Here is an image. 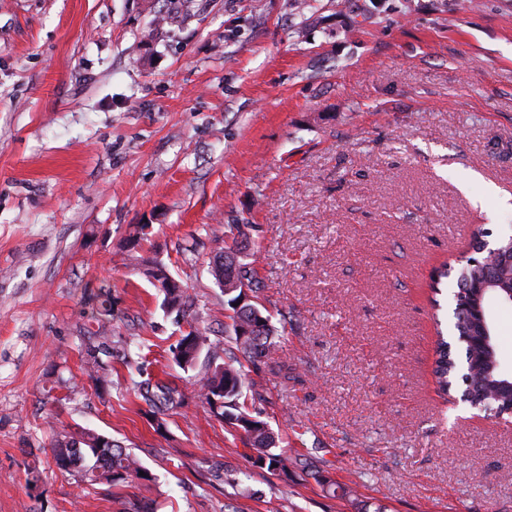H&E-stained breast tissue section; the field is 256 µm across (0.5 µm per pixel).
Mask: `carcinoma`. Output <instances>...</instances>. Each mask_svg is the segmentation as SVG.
<instances>
[{"label":"carcinoma","mask_w":512,"mask_h":512,"mask_svg":"<svg viewBox=\"0 0 512 512\" xmlns=\"http://www.w3.org/2000/svg\"><path fill=\"white\" fill-rule=\"evenodd\" d=\"M224 233L233 235L232 244L218 248L209 274L224 294V310L229 312L230 323L217 331L198 327L195 297L186 288L163 289L162 308L175 314L176 324L187 322L191 332L183 334L176 345L170 347L173 362L184 371L195 372L196 385L201 397L209 405L214 400H224V421L244 431L246 445L258 453V463L284 470L290 458L278 448V441L267 428L266 422L254 417L241 402L246 376L243 363L253 364L264 358L270 360L275 351L277 328L272 315L262 302L260 278L256 260L238 248L248 236L243 224H228ZM130 260L146 266V274L160 280L166 277L167 268L158 260H145L130 253ZM457 270V291L453 294V331L456 339L468 336L474 329L472 315L465 308L484 282V268L469 262L454 266L444 263L435 270V280L448 277ZM245 280L251 285L252 299L236 306L241 290L235 282ZM248 326L251 332L239 334L238 326ZM113 356V341L109 336L94 333L84 344V369L96 387L112 386L108 359ZM431 376L437 392L448 395L451 388L462 390L472 387L477 393V408L495 416L512 414V391L501 388L504 376L500 367L497 344L489 346L462 343L456 354L452 344L440 339ZM137 398L148 407L162 414L178 407L182 402L179 386L171 381L155 380L152 376L134 382ZM53 461L68 463L64 472L88 485L116 486L136 482L146 499L152 478L142 476L143 470L137 456L123 442L93 431L72 433L66 429L56 432L51 448Z\"/></svg>","instance_id":"cac0c4a2"}]
</instances>
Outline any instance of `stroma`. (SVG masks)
Segmentation results:
<instances>
[{"instance_id":"1","label":"stroma","mask_w":512,"mask_h":512,"mask_svg":"<svg viewBox=\"0 0 512 512\" xmlns=\"http://www.w3.org/2000/svg\"><path fill=\"white\" fill-rule=\"evenodd\" d=\"M0 0V512H133L53 463V432L133 447L156 512H512V424L438 394L432 269L512 232V0ZM249 225L282 327L246 366L288 471L256 461L169 351L127 260L225 322L214 237ZM197 250L183 259L179 250ZM183 391L156 430L88 299ZM348 485V499L323 479ZM114 342L110 336H100L98 332L88 336L84 344V369L97 388L106 389L112 386L111 369L108 359L113 356Z\"/></svg>"}]
</instances>
